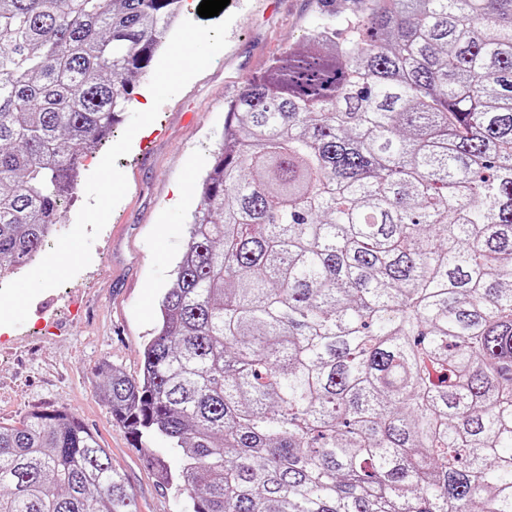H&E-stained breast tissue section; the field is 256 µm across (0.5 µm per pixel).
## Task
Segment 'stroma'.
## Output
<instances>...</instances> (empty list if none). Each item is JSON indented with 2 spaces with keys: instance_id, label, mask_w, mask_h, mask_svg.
<instances>
[{
  "instance_id": "obj_1",
  "label": "stroma",
  "mask_w": 512,
  "mask_h": 512,
  "mask_svg": "<svg viewBox=\"0 0 512 512\" xmlns=\"http://www.w3.org/2000/svg\"><path fill=\"white\" fill-rule=\"evenodd\" d=\"M367 0H230L226 48L160 109L116 161L128 191L92 245L90 265L38 295L29 323L55 333L31 336L25 326L0 334V422L43 408L81 419L123 473L138 512H185L176 488L161 487L143 452L110 413L98 373L111 363L130 377L159 321L158 301L170 287L187 242L191 204L183 195L213 163L227 106L272 58L306 47L323 23L365 12Z\"/></svg>"
}]
</instances>
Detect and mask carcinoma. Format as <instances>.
<instances>
[{
    "label": "carcinoma",
    "mask_w": 512,
    "mask_h": 512,
    "mask_svg": "<svg viewBox=\"0 0 512 512\" xmlns=\"http://www.w3.org/2000/svg\"><path fill=\"white\" fill-rule=\"evenodd\" d=\"M183 0H0V277ZM142 375L189 512H512V0H369L230 102ZM0 512H137L76 416L0 424Z\"/></svg>",
    "instance_id": "cac0c4a2"
}]
</instances>
